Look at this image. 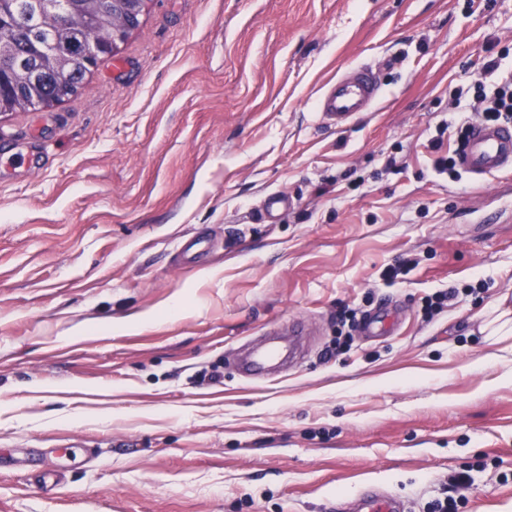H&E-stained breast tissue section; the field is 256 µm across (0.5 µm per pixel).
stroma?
<instances>
[{
  "label": "stroma",
  "instance_id": "obj_1",
  "mask_svg": "<svg viewBox=\"0 0 512 512\" xmlns=\"http://www.w3.org/2000/svg\"><path fill=\"white\" fill-rule=\"evenodd\" d=\"M502 55L512 0H149L74 95L1 114L0 512H338L369 486L512 512V338L487 329L512 172L430 148ZM361 63L380 108L325 125ZM291 319L302 356L242 374ZM383 96L380 74L369 64L351 66L328 81L317 101L326 124L342 128L355 116L370 112ZM472 121L467 118L460 119L458 121L453 122H442L438 127V137L431 141V148L434 152L438 153L442 150L444 145V134L451 129L450 132L455 136V141L457 144V148L452 156L439 155L434 160V169L441 174H449L452 177L456 176V157L460 150L463 147L465 142V138L470 127Z\"/></svg>",
  "mask_w": 512,
  "mask_h": 512
}]
</instances>
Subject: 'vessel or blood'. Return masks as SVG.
Instances as JSON below:
<instances>
[{
	"mask_svg": "<svg viewBox=\"0 0 512 512\" xmlns=\"http://www.w3.org/2000/svg\"><path fill=\"white\" fill-rule=\"evenodd\" d=\"M383 96L380 74L371 65L351 66L328 81L317 101L324 123L344 127L355 116L371 111ZM461 169L472 178L512 171V123H474L459 159ZM284 348L276 338H269L255 349L244 365L247 375L268 376L281 359ZM351 512H406L401 501L386 493L366 491L349 505Z\"/></svg>",
	"mask_w": 512,
	"mask_h": 512,
	"instance_id": "b4317fda",
	"label": "vessel or blood"
}]
</instances>
